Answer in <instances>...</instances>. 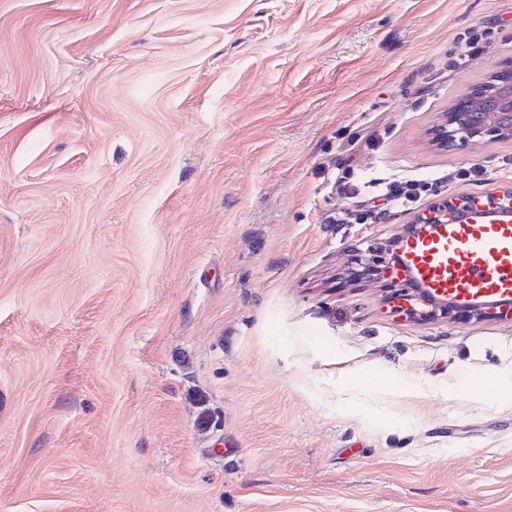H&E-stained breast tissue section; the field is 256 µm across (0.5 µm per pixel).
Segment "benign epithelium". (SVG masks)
Segmentation results:
<instances>
[{"instance_id": "benign-epithelium-1", "label": "benign epithelium", "mask_w": 512, "mask_h": 512, "mask_svg": "<svg viewBox=\"0 0 512 512\" xmlns=\"http://www.w3.org/2000/svg\"><path fill=\"white\" fill-rule=\"evenodd\" d=\"M455 113L432 129L433 140L441 148L459 149L486 138L498 140L512 137V67L503 66L490 73L483 85L470 88L457 96L452 105ZM481 204L475 196L461 195L441 200L427 214L415 218L417 222L450 224L458 218L477 212ZM486 208L512 214V190L502 189L486 196ZM389 261L372 259L369 271L390 274L402 254L388 250Z\"/></svg>"}]
</instances>
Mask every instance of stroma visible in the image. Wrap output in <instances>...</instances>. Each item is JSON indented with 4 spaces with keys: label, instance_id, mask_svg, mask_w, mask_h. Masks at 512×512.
Here are the masks:
<instances>
[{
    "label": "stroma",
    "instance_id": "35a3bbf8",
    "mask_svg": "<svg viewBox=\"0 0 512 512\" xmlns=\"http://www.w3.org/2000/svg\"><path fill=\"white\" fill-rule=\"evenodd\" d=\"M511 62L512 0H0V512H512V317L359 260L512 188L431 141ZM424 188L425 184L418 180L393 182L387 189L386 196L389 201L404 205L415 202Z\"/></svg>",
    "mask_w": 512,
    "mask_h": 512
}]
</instances>
